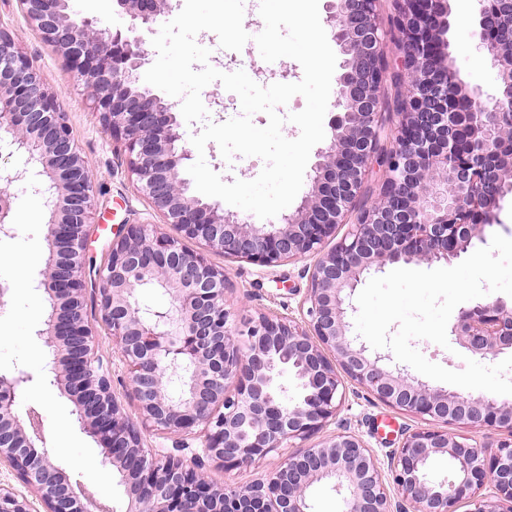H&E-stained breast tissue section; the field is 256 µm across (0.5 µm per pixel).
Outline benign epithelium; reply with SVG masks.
<instances>
[{
    "label": "benign epithelium",
    "instance_id": "7a95c632",
    "mask_svg": "<svg viewBox=\"0 0 512 512\" xmlns=\"http://www.w3.org/2000/svg\"><path fill=\"white\" fill-rule=\"evenodd\" d=\"M115 2L132 21L126 34L76 22L67 0H18L42 40L93 92L102 123L128 153L140 192L178 230L173 237L153 224L120 225L98 271L101 318L128 368L140 424L127 418L112 392L83 312L92 171L58 95L0 27V155L26 158L22 169L0 164V241L15 237L13 185L48 194L50 211L48 258L30 276L31 287L49 302L35 331L48 360L37 377L0 373V461L46 512H100L74 493L48 450L37 449L46 444L38 412L30 407L26 417L18 414L17 396L38 380L69 397L76 420L105 448L103 464L126 486V512H309V491L318 482L333 485L342 512H456L463 503L469 512H512V404L433 387L351 335V299L364 273L460 258L484 240L492 208L512 195V93L448 92L438 66L447 46L445 0H400L395 29L407 88L396 144L388 151L379 148L377 129L378 89L389 70L380 0H327L332 38L341 53H354V64L336 78V114L313 165L311 190L270 224H252L190 193L184 171L192 152L174 105L139 87L135 77L148 61L145 33L168 11V0ZM505 24H512V0H480L478 48L499 73L512 66V54L498 42ZM467 104L483 110L465 112ZM374 161L385 169L380 200L361 209L350 232L326 247L355 208ZM209 252L265 267L316 256L300 305L304 324L263 312L239 324L224 302L228 277L210 263ZM145 286L164 290L169 305H144L138 289ZM450 333L474 355L512 352V305L496 299L463 308ZM287 370L300 388L295 398L279 382ZM348 380L423 426L384 461L350 432L292 451L336 422ZM450 424L507 437L488 455L448 432ZM144 430L167 435L172 449L144 447ZM192 440L200 441L201 452L189 465L183 451ZM273 451L281 461L244 488L213 483L205 468L248 465ZM439 455L448 457L452 476H431ZM487 484L493 502L480 494ZM389 485L400 499L390 497ZM0 512L30 509L0 486Z\"/></svg>",
    "mask_w": 512,
    "mask_h": 512
}]
</instances>
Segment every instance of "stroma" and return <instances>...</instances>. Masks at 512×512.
Listing matches in <instances>:
<instances>
[{
	"label": "stroma",
	"mask_w": 512,
	"mask_h": 512,
	"mask_svg": "<svg viewBox=\"0 0 512 512\" xmlns=\"http://www.w3.org/2000/svg\"><path fill=\"white\" fill-rule=\"evenodd\" d=\"M451 7L446 37L459 78L466 89L494 96L499 90L496 72L476 48L479 2L451 0ZM72 10L76 20H89L103 29L124 31L131 24L129 16L119 11L114 0H72ZM0 26L11 32L16 45L33 60L45 87L60 95L75 141L93 170L94 222L89 227L86 251L84 313L95 334L97 354L110 370L114 394L129 419L139 421L137 403L129 392L127 367L101 319L97 271L108 260L109 246L118 225L154 224L160 232L169 235L175 229L137 191L128 173V154L104 128L93 109L90 92L72 79L63 58L29 24L16 0H0ZM196 41L210 49L209 62L214 68L225 73L245 71L259 85L296 83L303 77V69L294 59L264 61L255 42H247L236 52L222 48L217 35L210 31L198 33ZM201 99L207 119L183 124L185 136L200 133L205 122L219 123L225 114L241 110L239 97L218 81L202 90ZM205 158L209 167L228 183L237 179L253 180L264 167L263 160L257 157L236 155L232 160H225L213 142L207 143ZM13 192L16 236L0 243V261L13 266L8 276L11 296L0 310V370L36 375L45 365L46 352L35 331L46 319L49 304L45 293L30 287L29 276L44 265L47 255L44 226L49 210L45 198L29 191L25 184L15 185ZM208 259L223 268L229 278L225 299L237 321L246 322L261 311L298 317L309 287L313 258H299L270 268L219 253L209 254ZM17 401L20 410L31 407L37 410L50 454L65 469L76 492L105 505L109 512H125L128 503L125 486L118 473L104 466V450L98 440L76 422L72 402L52 387L33 388L19 395ZM419 425L417 418L385 405L352 384L347 388L346 400L332 429L336 432L345 429L360 436L382 457L398 446L403 434Z\"/></svg>",
	"instance_id": "obj_1"
}]
</instances>
